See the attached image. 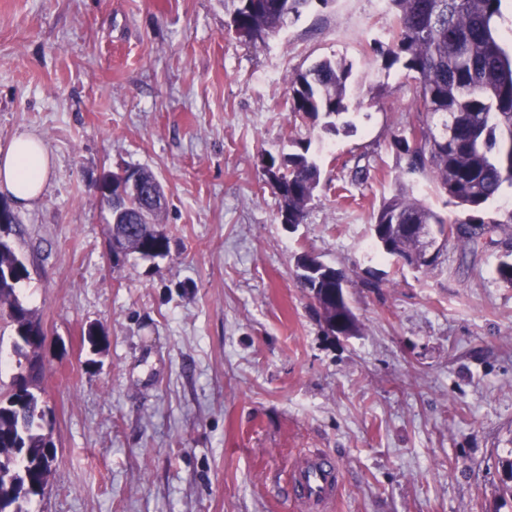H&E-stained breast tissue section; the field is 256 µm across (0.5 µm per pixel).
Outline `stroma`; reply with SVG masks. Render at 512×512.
<instances>
[{
  "mask_svg": "<svg viewBox=\"0 0 512 512\" xmlns=\"http://www.w3.org/2000/svg\"><path fill=\"white\" fill-rule=\"evenodd\" d=\"M235 0H0V146L40 136L54 169L9 234L45 330L33 393L55 469L28 512H300L277 480L299 453L336 455L333 512H512V286L505 248L404 268L368 257L373 209L403 166L389 146L416 84L382 68L377 0L311 4L254 45ZM353 65L350 134L312 148L303 224L279 218L266 154L307 136L288 77ZM369 153L371 177L350 168ZM161 182L170 253L113 258L104 171ZM311 253L343 270L359 331L328 334L298 280ZM108 342L91 349L89 327Z\"/></svg>",
  "mask_w": 512,
  "mask_h": 512,
  "instance_id": "stroma-1",
  "label": "stroma"
}]
</instances>
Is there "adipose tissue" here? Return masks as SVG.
<instances>
[{
	"label": "adipose tissue",
	"instance_id": "ef3b65f1",
	"mask_svg": "<svg viewBox=\"0 0 512 512\" xmlns=\"http://www.w3.org/2000/svg\"><path fill=\"white\" fill-rule=\"evenodd\" d=\"M53 159L44 141L22 131L0 148V193L18 208L28 209L42 197L52 170Z\"/></svg>",
	"mask_w": 512,
	"mask_h": 512
}]
</instances>
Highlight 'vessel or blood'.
<instances>
[{"instance_id": "vessel-or-blood-1", "label": "vessel or blood", "mask_w": 512, "mask_h": 512, "mask_svg": "<svg viewBox=\"0 0 512 512\" xmlns=\"http://www.w3.org/2000/svg\"><path fill=\"white\" fill-rule=\"evenodd\" d=\"M342 482L340 461L324 453L300 458L288 475L290 497L302 512H332Z\"/></svg>"}]
</instances>
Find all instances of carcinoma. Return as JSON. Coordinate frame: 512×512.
Here are the masks:
<instances>
[{
	"instance_id": "obj_1",
	"label": "carcinoma",
	"mask_w": 512,
	"mask_h": 512,
	"mask_svg": "<svg viewBox=\"0 0 512 512\" xmlns=\"http://www.w3.org/2000/svg\"><path fill=\"white\" fill-rule=\"evenodd\" d=\"M231 23L241 38L256 44L276 36L288 18H298L313 0H238ZM393 14L389 43L375 45L384 68L400 65L416 83L409 112L423 123L428 116L437 123L454 118L455 139L445 145L428 140L410 144L391 140L396 156L405 161L404 173L429 178L445 202L462 209L464 217L449 219L420 200L403 180L383 198L373 214L371 235L383 253L401 264L427 269L438 256L425 258L426 246L419 236L405 230L407 224L445 232L456 224L450 239L475 254L487 235L512 224V211L505 220L487 216L489 203L506 187L512 188V52L500 43L497 20L502 0H388ZM352 65L324 60L288 82L289 117H304L321 123L326 133L347 131ZM311 142L301 151L268 155L263 175L278 194L280 208L288 210L295 223L304 221L309 203L320 182V168L309 154ZM164 207H157L146 224H126L112 211L110 239L125 253L164 257L170 239L159 229ZM506 258L495 267L496 278L512 285V234L504 240ZM16 271L14 281H0V308L20 306L19 283L29 278L26 265L8 239L0 241V270ZM298 279L318 305L330 333L359 331L345 291L348 277L336 268L324 271L307 254L298 258ZM16 338L17 368L34 353L21 336L24 329L40 327L28 309L20 320L12 319ZM26 401L15 393L0 399V512H26L24 505L43 494L51 472L42 469L38 456L52 445L42 432L43 407L38 397L25 390Z\"/></svg>"
}]
</instances>
